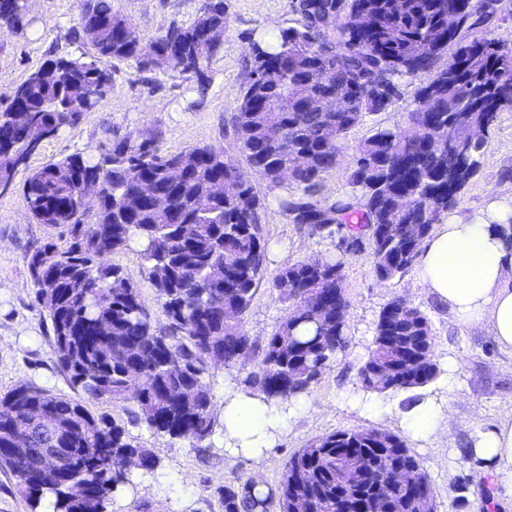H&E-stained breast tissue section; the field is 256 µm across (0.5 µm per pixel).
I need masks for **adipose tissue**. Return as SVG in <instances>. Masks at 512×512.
<instances>
[{
  "label": "adipose tissue",
  "instance_id": "adipose-tissue-1",
  "mask_svg": "<svg viewBox=\"0 0 512 512\" xmlns=\"http://www.w3.org/2000/svg\"><path fill=\"white\" fill-rule=\"evenodd\" d=\"M512 216V201L501 203L496 222L475 219L436 225L421 248L417 280L465 323L481 325L502 348L512 349V252L497 231ZM299 401L275 403L234 385L224 389V452L250 458L263 468L267 451L284 429ZM401 428L414 439L433 441L444 434L450 418L447 404L422 397L397 415ZM488 462L499 483L512 487V422L479 434L471 450Z\"/></svg>",
  "mask_w": 512,
  "mask_h": 512
}]
</instances>
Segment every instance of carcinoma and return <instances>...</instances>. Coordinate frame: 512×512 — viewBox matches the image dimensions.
Listing matches in <instances>:
<instances>
[{
	"label": "carcinoma",
	"mask_w": 512,
	"mask_h": 512,
	"mask_svg": "<svg viewBox=\"0 0 512 512\" xmlns=\"http://www.w3.org/2000/svg\"><path fill=\"white\" fill-rule=\"evenodd\" d=\"M499 0H304L302 18L272 37L254 41L249 78L234 115L238 149L280 200L291 224L317 234L361 235L370 240L375 275L388 280L412 266L441 214L475 174L484 141L469 128H490L512 108V42L482 26ZM354 15L365 22L350 23ZM25 11L0 0V26L21 29ZM224 0H203L200 18L172 22L149 46L154 63L128 19L112 0H84L68 30L80 55H50L17 86L0 109V134L14 128L11 109L26 107L52 137L74 127L112 86L115 62L136 60L152 70L179 69L201 85L222 46L210 33L225 28ZM420 75L415 100L429 109L408 113L404 124L382 129L356 145L354 195L331 204L319 191L335 169L341 143L366 117L383 112ZM342 92L341 109L316 112L310 98ZM36 149L24 137L0 148V185L14 182ZM151 179L167 198L162 211L137 193ZM224 179V197L210 186ZM100 182L98 209L79 217L89 183ZM31 217L65 228L68 245L45 243L25 256L38 302L53 332L58 367L81 399L47 387L21 384L0 396V467L18 480L30 512H112L130 473L151 474L158 458L137 446L125 424L95 415L83 400L121 406L156 435L213 447V377L237 369V384L266 400L309 392L346 346L349 302L342 263L326 258L311 268L287 261L272 288L293 310L266 337L262 359L244 329L254 292L264 276L269 241L263 232L260 188L214 146L169 153L158 146L116 139L96 161L76 153L28 173L23 183ZM132 243L143 246L163 320L153 317L122 269L102 257ZM429 319L405 297L380 311L373 346L359 368L366 391L385 394L424 388L438 377ZM181 369L174 371L171 365ZM27 427L31 453L14 452L11 427ZM59 448L62 470L38 471L33 452ZM306 469L313 512H361L360 502L413 512L410 504L434 488L398 435L375 428L337 431L313 440L284 464L279 484L254 497L258 480L219 487L224 512H254L280 498L288 512L298 497L288 473ZM399 468L415 472L413 485L392 481Z\"/></svg>",
	"instance_id": "carcinoma-1"
}]
</instances>
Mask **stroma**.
Returning a JSON list of instances; mask_svg holds the SVG:
<instances>
[{
  "label": "stroma",
  "instance_id": "35a3bbf8",
  "mask_svg": "<svg viewBox=\"0 0 512 512\" xmlns=\"http://www.w3.org/2000/svg\"><path fill=\"white\" fill-rule=\"evenodd\" d=\"M203 0H112V9L131 20L142 43H149L170 22L192 24ZM80 0H28V23L23 31L0 27V102L40 66L49 52L78 54L67 32L79 11ZM228 23L221 52L208 69V81L198 85L192 75L177 69L150 71L135 60L119 63L108 93L78 125L43 140L20 166L12 186L0 191V394L28 383L71 395L66 375L56 364L52 330L35 301L24 257L44 243L65 245L60 230L37 223L23 193L29 170L70 154L100 157L115 138L144 141L169 152L210 145L223 149L241 170H248L238 151L233 115L241 88L248 79L249 41L287 26L295 20L292 0H224ZM413 88L387 111L368 116L348 134L334 170L322 187L327 202L351 197L350 175L356 144L378 129L404 123L415 108ZM285 189L268 191L261 222L270 248L245 329L262 342L291 311V302L279 299L271 281L291 259L310 256L339 257L343 288L349 301L345 333L347 345L313 385L303 410L289 421L270 450L263 472L268 485H277L289 455L312 440L336 431L377 428L399 432L394 416L361 413L355 403L364 390L357 372L372 345L375 324L383 306L403 296L429 319L434 337L433 355L440 370L426 391L446 399L453 420L446 438L435 442L408 440L407 446L422 461L436 492L437 512H479L484 497H491V512H512V488L498 483L488 465L468 452L474 438L504 421L512 420V351L499 349L475 325L460 323L417 283L415 270L390 279H377L369 252L338 254L335 238L313 235L289 223L278 204ZM512 198V112L499 113L484 137L477 173L456 202L441 215L452 223L494 216L495 204ZM107 263L122 268L139 288L148 307H155L149 267L139 246L110 254ZM138 446L162 461L164 471L179 488L174 512H224L217 493L225 481L253 473L251 460L226 458L222 446L197 448L188 442L154 434L145 426L130 429ZM470 480L466 496H459L456 478Z\"/></svg>",
  "mask_w": 512,
  "mask_h": 512
}]
</instances>
